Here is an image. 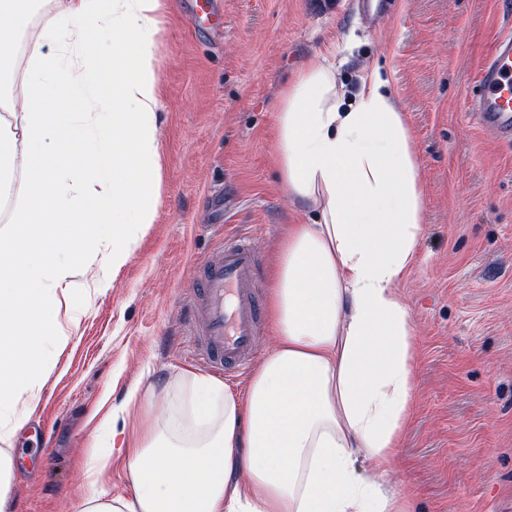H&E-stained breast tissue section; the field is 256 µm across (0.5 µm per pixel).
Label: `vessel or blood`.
I'll return each instance as SVG.
<instances>
[{
  "instance_id": "vessel-or-blood-1",
  "label": "vessel or blood",
  "mask_w": 512,
  "mask_h": 512,
  "mask_svg": "<svg viewBox=\"0 0 512 512\" xmlns=\"http://www.w3.org/2000/svg\"><path fill=\"white\" fill-rule=\"evenodd\" d=\"M478 124L493 128L501 141L512 145V35L491 48L471 103ZM258 258L243 239L226 244L203 265L196 300L203 312L202 344L216 369L246 368L263 330L258 292Z\"/></svg>"
}]
</instances>
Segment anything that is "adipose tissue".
Wrapping results in <instances>:
<instances>
[{
    "label": "adipose tissue",
    "mask_w": 512,
    "mask_h": 512,
    "mask_svg": "<svg viewBox=\"0 0 512 512\" xmlns=\"http://www.w3.org/2000/svg\"><path fill=\"white\" fill-rule=\"evenodd\" d=\"M33 0H0V85ZM167 0H67L26 44L23 109L0 94V408L35 401L62 300L107 238L100 286L128 259L160 206L158 44ZM390 78L367 67L347 100L335 67L306 66L275 116L287 195L314 219L287 225L271 273L275 326L245 391L192 378L194 419L179 433L146 423L113 432L83 472L78 512H412L392 484L411 422L416 345L399 285L424 230L421 163ZM80 95L84 112L59 111ZM24 143L23 184L15 146ZM68 255L55 263L57 253ZM123 458L132 498L98 484ZM370 474H362L360 462Z\"/></svg>",
    "instance_id": "adipose-tissue-1"
}]
</instances>
